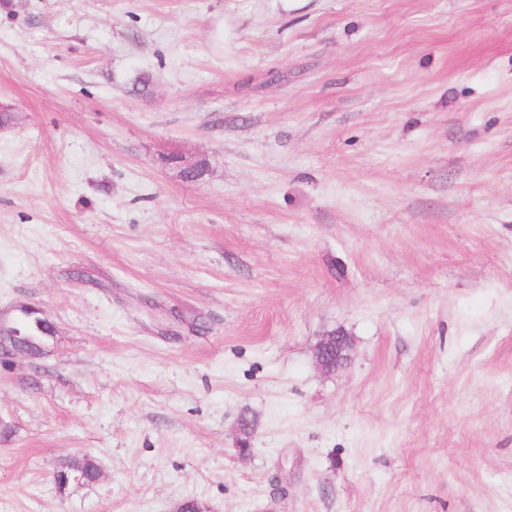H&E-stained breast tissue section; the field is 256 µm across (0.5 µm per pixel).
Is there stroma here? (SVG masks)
Wrapping results in <instances>:
<instances>
[{
    "mask_svg": "<svg viewBox=\"0 0 512 512\" xmlns=\"http://www.w3.org/2000/svg\"><path fill=\"white\" fill-rule=\"evenodd\" d=\"M24 309L0 512H512V0H0ZM13 331L22 343L46 341L48 338L45 335L46 330L43 327V322L30 311L22 312V317L13 324ZM347 339L339 331L325 336L316 347L314 357L318 368L324 373L334 372L339 364L341 341ZM99 472L98 465L91 459L84 458L82 461H65L60 465L55 481L60 488L67 486L61 480L65 473H67L68 475L81 476V483L83 485L90 484L97 480Z\"/></svg>",
    "mask_w": 512,
    "mask_h": 512,
    "instance_id": "35a3bbf8",
    "label": "stroma"
}]
</instances>
